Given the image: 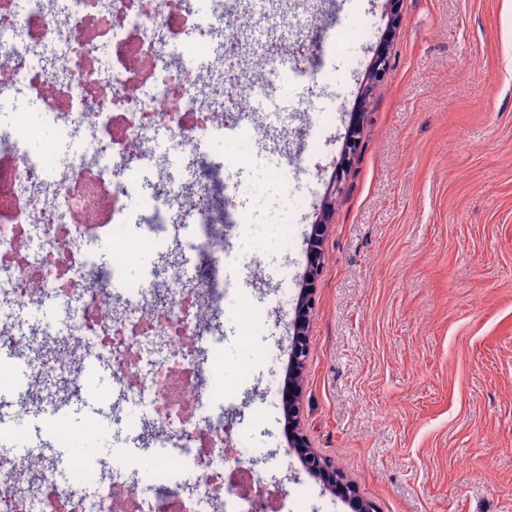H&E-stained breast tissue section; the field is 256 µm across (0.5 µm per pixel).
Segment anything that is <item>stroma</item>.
Wrapping results in <instances>:
<instances>
[{
  "label": "stroma",
  "instance_id": "1",
  "mask_svg": "<svg viewBox=\"0 0 512 512\" xmlns=\"http://www.w3.org/2000/svg\"><path fill=\"white\" fill-rule=\"evenodd\" d=\"M366 21L372 40L327 55L317 79L267 89L268 109L305 113L315 137L277 124L260 150L229 123L200 147L243 159L228 211L251 217L218 270L256 311L249 344L238 312L212 323L235 390L224 424L282 512H350L290 450L280 389L306 238L361 107L314 294L303 431L379 512H512V0H401L395 21L385 0H332L297 36ZM382 47L390 75L367 86ZM292 155L304 163L280 196L268 175ZM140 413L113 402L93 457L143 453L127 426Z\"/></svg>",
  "mask_w": 512,
  "mask_h": 512
}]
</instances>
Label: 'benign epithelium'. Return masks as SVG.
<instances>
[{
  "label": "benign epithelium",
  "instance_id": "obj_1",
  "mask_svg": "<svg viewBox=\"0 0 512 512\" xmlns=\"http://www.w3.org/2000/svg\"><path fill=\"white\" fill-rule=\"evenodd\" d=\"M388 72V58L379 52L369 65L366 81L370 85L379 83ZM362 118L363 113H356L348 128L343 143L341 160L336 164V174L331 186V194L333 195L340 192V184L361 146ZM332 210L333 200L329 199L323 206L321 216L311 225L308 238V266L305 273V285L301 289L295 317L292 321L291 370L288 374V398L285 401L288 418V442L289 447L304 461L306 471L318 478L330 493L349 502L352 512H377L374 503L362 497L353 482L336 470L326 457L312 448L300 427L302 373L310 354L309 328L311 312L314 308V286L323 271V243L331 224Z\"/></svg>",
  "mask_w": 512,
  "mask_h": 512
}]
</instances>
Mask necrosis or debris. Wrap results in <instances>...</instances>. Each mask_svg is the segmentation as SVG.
<instances>
[{"label": "necrosis or debris", "instance_id": "1", "mask_svg": "<svg viewBox=\"0 0 512 512\" xmlns=\"http://www.w3.org/2000/svg\"><path fill=\"white\" fill-rule=\"evenodd\" d=\"M224 0H0V63L4 85L24 86L44 120L74 151L58 166L54 146L33 143L29 114H14L0 131V350L25 356L31 341L52 337L46 302L65 305L71 324L62 344L91 347L114 377L133 392L148 422L156 454L137 469L159 486L152 500L121 478L120 464L98 478V493L60 487L50 468L0 454V512H270L247 488L224 478L227 459L243 456L240 441L224 443L226 393L215 391L221 352L209 322L224 311L223 281L187 288L182 264L165 273L154 296L128 300V316L113 314L116 272L163 248L215 256L224 239L244 228L242 216L208 223L202 201L213 177L153 192L141 216L143 233L128 230L127 200L135 175L162 133L184 159L239 116L244 135L263 142L266 124L252 106L254 84L224 81L223 93L205 96L204 75L170 54V43L192 38L222 46L213 69L238 50L237 27L225 24ZM93 223H81L87 208ZM112 242L111 266L92 264L72 240ZM28 310L21 322L17 309ZM189 485L172 486L183 468Z\"/></svg>", "mask_w": 512, "mask_h": 512}]
</instances>
